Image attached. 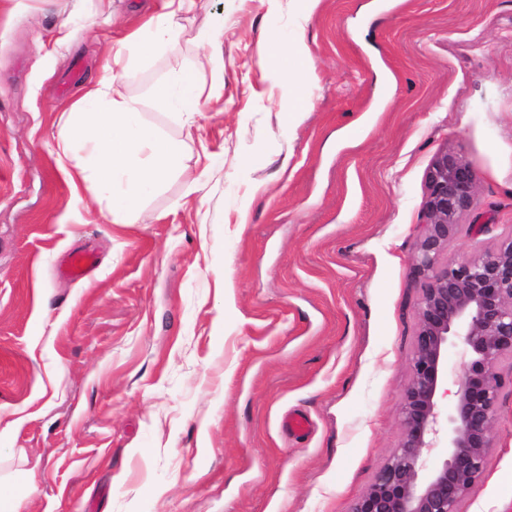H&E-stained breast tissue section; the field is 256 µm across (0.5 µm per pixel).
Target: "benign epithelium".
I'll return each mask as SVG.
<instances>
[{
    "instance_id": "1",
    "label": "benign epithelium",
    "mask_w": 512,
    "mask_h": 512,
    "mask_svg": "<svg viewBox=\"0 0 512 512\" xmlns=\"http://www.w3.org/2000/svg\"><path fill=\"white\" fill-rule=\"evenodd\" d=\"M477 175L459 156L439 153L425 175L426 224L413 273L423 278L411 375L402 401L403 436L350 512H461L482 475L497 421L501 380L497 365L512 360V234L491 252L437 267L461 232L477 193ZM463 343V371L455 403L440 435L439 398L448 378L445 356ZM444 456L427 470V457Z\"/></svg>"
}]
</instances>
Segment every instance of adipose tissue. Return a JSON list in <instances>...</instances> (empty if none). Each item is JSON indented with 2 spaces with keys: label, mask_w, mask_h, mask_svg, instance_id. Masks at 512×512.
Here are the masks:
<instances>
[{
  "label": "adipose tissue",
  "mask_w": 512,
  "mask_h": 512,
  "mask_svg": "<svg viewBox=\"0 0 512 512\" xmlns=\"http://www.w3.org/2000/svg\"><path fill=\"white\" fill-rule=\"evenodd\" d=\"M195 0H163L160 12L150 16L133 39L140 56L153 55L174 43L181 14L192 11ZM223 82L203 90L196 70L173 74L155 94L156 103L185 125H192L203 100H220ZM107 84L91 86L70 106L57 142L56 160L71 182L92 195L106 194L111 223L132 224L145 197L170 172H185L180 142L166 139L141 118L137 102L112 99Z\"/></svg>",
  "instance_id": "adipose-tissue-1"
}]
</instances>
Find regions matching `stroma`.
I'll list each match as a JSON object with an SVG mask.
<instances>
[{
  "label": "stroma",
  "instance_id": "obj_1",
  "mask_svg": "<svg viewBox=\"0 0 512 512\" xmlns=\"http://www.w3.org/2000/svg\"><path fill=\"white\" fill-rule=\"evenodd\" d=\"M162 0H0V471L22 512H350L402 437L425 173L443 150L478 193L450 262L512 228V0H196L179 39L115 48ZM224 17L223 106L183 127L155 89ZM313 71L296 122L267 29ZM108 83L184 143L137 223L56 163L64 114ZM201 186L188 192V176ZM95 253L84 280L57 275ZM463 512H512V362ZM308 415L288 435L283 416ZM96 268L95 256L85 250H71L67 252L57 270L60 274L74 280L89 277ZM8 479L14 487L7 493L0 492L1 512H22L23 503L39 492V483L33 471H16L9 476L0 472V485Z\"/></svg>",
  "mask_w": 512,
  "mask_h": 512
}]
</instances>
